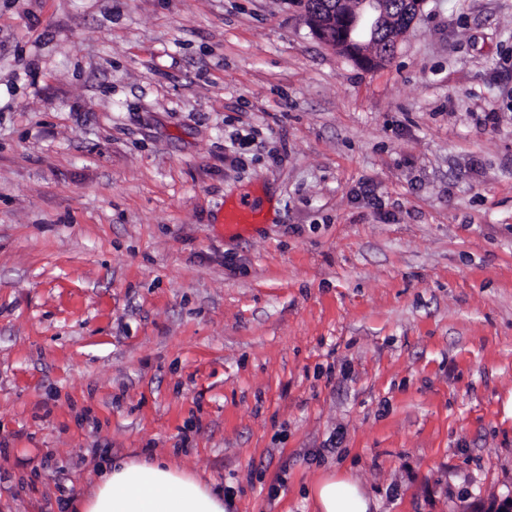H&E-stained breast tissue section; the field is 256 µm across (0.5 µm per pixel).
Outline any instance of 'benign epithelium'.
Returning <instances> with one entry per match:
<instances>
[{"label": "benign epithelium", "mask_w": 512, "mask_h": 512, "mask_svg": "<svg viewBox=\"0 0 512 512\" xmlns=\"http://www.w3.org/2000/svg\"><path fill=\"white\" fill-rule=\"evenodd\" d=\"M348 0H329L322 10H307L305 16L312 32L332 45L340 54L355 58L367 66H384L393 55L382 52L380 46L365 40L351 39L355 30H383L393 27L394 18L386 8L385 0H355L352 9L345 8ZM341 26L345 33L338 41L332 38V29Z\"/></svg>", "instance_id": "benign-epithelium-1"}]
</instances>
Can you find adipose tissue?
I'll use <instances>...</instances> for the list:
<instances>
[{
  "label": "adipose tissue",
  "mask_w": 512,
  "mask_h": 512,
  "mask_svg": "<svg viewBox=\"0 0 512 512\" xmlns=\"http://www.w3.org/2000/svg\"><path fill=\"white\" fill-rule=\"evenodd\" d=\"M318 512H369L370 500L349 478L331 473L313 488ZM79 512H226L222 493L163 459L114 462Z\"/></svg>",
  "instance_id": "1"
}]
</instances>
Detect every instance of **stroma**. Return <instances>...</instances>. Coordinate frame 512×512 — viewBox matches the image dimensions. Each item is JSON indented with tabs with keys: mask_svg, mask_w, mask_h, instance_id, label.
I'll return each mask as SVG.
<instances>
[{
	"mask_svg": "<svg viewBox=\"0 0 512 512\" xmlns=\"http://www.w3.org/2000/svg\"><path fill=\"white\" fill-rule=\"evenodd\" d=\"M152 456L234 512L512 498V0L373 69L298 0H0V512ZM260 213V202L251 195L241 196L235 203L225 205L224 227L225 235H237L252 226L250 223ZM319 512H369L370 500L358 484L346 476L326 475L313 488Z\"/></svg>",
	"mask_w": 512,
	"mask_h": 512,
	"instance_id": "obj_1",
	"label": "stroma"
}]
</instances>
